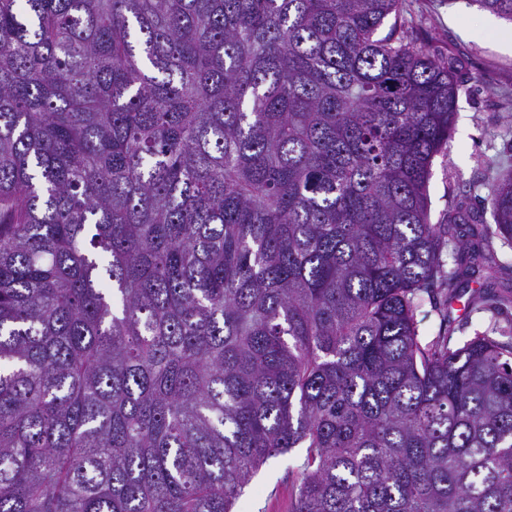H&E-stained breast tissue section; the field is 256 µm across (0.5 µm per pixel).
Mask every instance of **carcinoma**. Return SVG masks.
I'll return each instance as SVG.
<instances>
[{"mask_svg":"<svg viewBox=\"0 0 512 512\" xmlns=\"http://www.w3.org/2000/svg\"><path fill=\"white\" fill-rule=\"evenodd\" d=\"M405 8L0 0V512H232L293 448L290 512H512V170L431 223ZM488 282V273L485 270L476 272L469 283L471 288L466 289V294L460 299V302H455L451 308L448 309V315L454 325L459 329L456 330L455 336L459 342L463 343L466 340L475 336L477 331H483L489 323V316L485 313L470 315L468 320L464 318L463 302L469 295L472 289L478 287V282Z\"/></svg>","mask_w":512,"mask_h":512,"instance_id":"1","label":"carcinoma"}]
</instances>
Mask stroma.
Listing matches in <instances>:
<instances>
[{
  "instance_id": "1",
  "label": "stroma",
  "mask_w": 512,
  "mask_h": 512,
  "mask_svg": "<svg viewBox=\"0 0 512 512\" xmlns=\"http://www.w3.org/2000/svg\"><path fill=\"white\" fill-rule=\"evenodd\" d=\"M405 21L425 52L455 59L460 85L452 149L435 158L429 183L430 219L437 224L454 195L491 179L490 162L512 166V49L503 42L512 23L466 0H407ZM304 454L295 448L270 458L233 512H288Z\"/></svg>"
}]
</instances>
